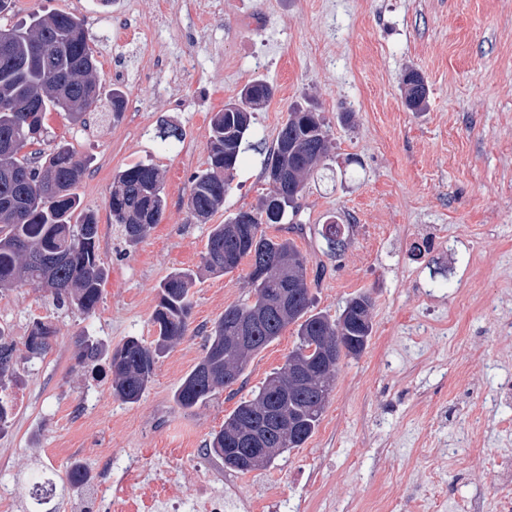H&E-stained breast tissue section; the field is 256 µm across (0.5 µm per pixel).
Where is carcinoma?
I'll use <instances>...</instances> for the list:
<instances>
[{"label":"carcinoma","instance_id":"carcinoma-1","mask_svg":"<svg viewBox=\"0 0 512 512\" xmlns=\"http://www.w3.org/2000/svg\"><path fill=\"white\" fill-rule=\"evenodd\" d=\"M6 33L11 35V49L8 55H0V101L8 102L10 108L0 109V292L32 285L48 293L56 309L90 315L101 300L106 269L98 252L97 216L80 208L76 193L88 162L62 141L49 154L39 145L47 113L64 112L71 122L84 124L87 111L105 98L117 119L124 111L125 96L119 88L102 95L81 18L67 12L38 13ZM404 75L419 87L409 107L423 109L424 80L415 70L408 69ZM272 95L269 84L255 80L238 97L242 110L212 116L207 168L190 178L187 207L193 217L205 219L224 205L252 112ZM25 147L31 151L23 154ZM332 149L320 113L292 106L264 160L267 181L275 176L278 180L252 211L254 222L241 224L235 215L209 234L202 269L211 274L233 271L224 264L228 250L235 253L237 266L250 258L253 300L225 308L213 323L205 355L177 388L176 404L193 409L206 403L216 389L236 382L247 358L275 341L287 326H296L298 338L283 367L252 398L239 402L213 434L209 450L221 457L229 453L233 436L258 431L263 423L273 428L268 443L276 452L259 465L305 444L320 423L336 381L338 367L328 362L327 341L337 331H346L349 347L344 356L356 357L372 336L369 294L349 299L334 319L313 312L307 258L290 239L268 238L260 230L263 224H281L288 215H296L306 178L326 166ZM116 183L108 202L112 221L123 226L129 243L136 244L162 220L167 206L164 175L152 164L137 163L120 172ZM322 236L330 252L344 247V241L336 238V221L325 224ZM285 266L300 272L288 295L289 311L283 307L281 293L280 271ZM196 277L193 271H180L161 284L152 314L157 336L151 343L131 336L108 354L80 334L75 339L76 367L94 374L100 361L109 358L112 396L124 403L139 402L159 358L189 331L190 291ZM56 334L53 325L38 322L19 349L10 332L0 326L1 392L15 380L19 363L46 356ZM320 367L323 371L309 385L293 391L283 387L289 371Z\"/></svg>","mask_w":512,"mask_h":512}]
</instances>
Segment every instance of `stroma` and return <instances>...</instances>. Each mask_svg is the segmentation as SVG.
<instances>
[{
	"instance_id": "stroma-1",
	"label": "stroma",
	"mask_w": 512,
	"mask_h": 512,
	"mask_svg": "<svg viewBox=\"0 0 512 512\" xmlns=\"http://www.w3.org/2000/svg\"><path fill=\"white\" fill-rule=\"evenodd\" d=\"M160 0H137L146 41L108 38L126 0H12L0 29L32 12H71L85 21L103 90L120 87L134 109L118 121L88 113L86 125L49 113L42 147L66 142L89 169L77 192L99 220L107 270L90 316L55 309L25 285L0 293V324L22 341L34 321L57 327L52 348L19 364L26 399L0 435V494L12 512H38L33 485L47 475L73 512H108L111 484L74 490L71 465L130 464L179 471L186 490L204 476L215 491L234 484L276 512H453L459 497H481L496 512L499 475L485 457L512 449V0H245L254 26L228 12L199 29L189 0L157 24ZM167 62L158 70L157 59ZM423 77L427 104L404 102L406 68ZM195 81L169 93L171 73ZM275 89L255 112L224 204L207 220L187 207L191 175L205 169L210 121L249 82ZM310 101L334 145L331 179L307 180L295 223L267 224L308 258L316 310L338 316L347 300L373 299L372 338L343 358L313 436L269 467L239 473L207 446L240 400L258 391L294 348L295 328L251 356L240 379L208 403L181 409L174 393L205 354L206 327L251 295L249 261L232 272H203L214 225L256 208L268 182L263 162L292 105ZM181 139L160 141L161 124ZM156 165L165 177L160 224L137 245L109 213L118 172ZM345 227L330 253L323 224ZM193 271L187 336L156 365L138 403L113 397L111 375L73 367L74 338L110 347L152 341V313L172 273Z\"/></svg>"
}]
</instances>
